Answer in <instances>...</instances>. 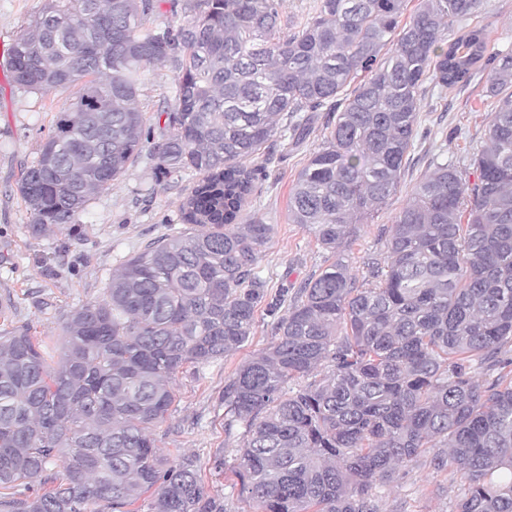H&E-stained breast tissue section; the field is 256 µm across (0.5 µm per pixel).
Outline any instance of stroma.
I'll use <instances>...</instances> for the list:
<instances>
[{"instance_id": "1", "label": "stroma", "mask_w": 512, "mask_h": 512, "mask_svg": "<svg viewBox=\"0 0 512 512\" xmlns=\"http://www.w3.org/2000/svg\"><path fill=\"white\" fill-rule=\"evenodd\" d=\"M45 0H0V39L13 41L41 12ZM486 29L490 50L512 52V0H484L469 20ZM485 79L443 89L424 85L419 112L420 135L401 175L400 185L386 205L356 225L343 253L357 279L368 276V257L385 250V231L404 207L413 188L428 171L435 152L468 167L480 149L490 109L483 104ZM78 86L46 93L18 89L0 64V331L31 326L51 356L61 348V328L72 310L101 297L114 269L151 242L177 234L184 226L178 206L185 183L155 185L149 154L128 167L112 189L92 199L70 229L33 234L26 205L19 193L22 171L39 157L41 146L60 112L71 108ZM173 98V75L164 68L149 71L140 88L139 106L146 123L162 131L159 114ZM325 113H313L306 142L295 146L275 140L276 161L270 175L245 206L273 225L258 272L270 293L296 291L332 261L313 231L292 223L288 197L298 172L328 135ZM271 317L258 311L249 340L234 354L188 369L173 381L174 402L156 429L158 448L168 458L196 457L205 487L222 493L228 512H250L227 467L216 472V458L229 464L241 448L240 435L224 432V383L238 368L273 340ZM423 452L401 470L397 484L380 489L379 512H452L461 495L451 468L434 469Z\"/></svg>"}]
</instances>
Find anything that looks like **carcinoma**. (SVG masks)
<instances>
[{
    "label": "carcinoma",
    "mask_w": 512,
    "mask_h": 512,
    "mask_svg": "<svg viewBox=\"0 0 512 512\" xmlns=\"http://www.w3.org/2000/svg\"><path fill=\"white\" fill-rule=\"evenodd\" d=\"M159 2L46 0L6 62L25 91L80 86L19 181L34 233L76 223L147 145L156 184L192 185L190 228L70 313L58 362L29 326L0 334V512H132L149 491L147 512H226L153 430L175 374L235 353L261 308L274 340L224 385V430L243 429L232 473L254 512H378V489L426 448L465 487L453 512H512V359L498 358L512 344V53H488L478 26L441 45L482 0H420L403 24L405 0H314L297 27L281 0H186L177 24L149 27ZM484 60L496 105L477 180L438 155L368 263L372 284H357L342 252L397 191L423 85L465 86ZM154 67L175 83L158 141L138 103ZM306 112L335 120L288 213L335 261L280 316L285 292L257 272L273 225L242 210L273 138L309 135Z\"/></svg>",
    "instance_id": "1"
}]
</instances>
